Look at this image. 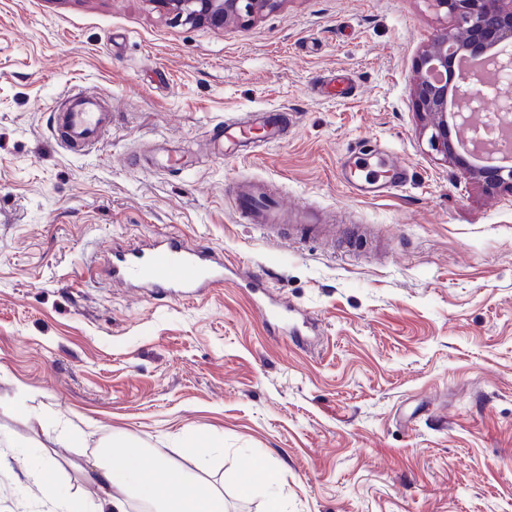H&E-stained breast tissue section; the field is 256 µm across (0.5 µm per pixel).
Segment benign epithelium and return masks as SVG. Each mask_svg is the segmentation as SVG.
I'll return each mask as SVG.
<instances>
[{"mask_svg":"<svg viewBox=\"0 0 512 512\" xmlns=\"http://www.w3.org/2000/svg\"><path fill=\"white\" fill-rule=\"evenodd\" d=\"M159 11L184 24L206 25L223 30L272 10L282 0H151ZM458 19V28L441 35L424 50L418 61V79L412 88L418 113L430 130L432 150L452 159L471 180L487 193L512 192V153H498L491 135L512 127V50L490 55L488 50L504 42L512 43V0H432ZM465 52L493 79L495 107L488 111L485 98L470 94L454 98L455 109L448 112V87L460 81L455 66L458 52ZM460 120L473 131L464 148L481 156L471 165L458 153L451 140L448 118Z\"/></svg>","mask_w":512,"mask_h":512,"instance_id":"benign-epithelium-1","label":"benign epithelium"}]
</instances>
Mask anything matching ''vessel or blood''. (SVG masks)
I'll return each instance as SVG.
<instances>
[{
    "label": "vessel or blood",
    "mask_w": 512,
    "mask_h": 512,
    "mask_svg": "<svg viewBox=\"0 0 512 512\" xmlns=\"http://www.w3.org/2000/svg\"><path fill=\"white\" fill-rule=\"evenodd\" d=\"M66 112L53 120L66 151L83 154L95 148L112 127V114L93 94L75 90L67 97ZM288 127L284 111L274 108L253 113L248 121L228 120L215 125V154L234 158L257 143L279 140ZM408 180L407 165L391 174L371 169L367 160L351 153L344 174L346 186L357 193L383 196ZM244 223L255 225L270 239L300 243L318 238L320 224H295L279 192L264 183H237L230 188ZM223 251L188 246L180 237H150L133 248L112 253L110 283L115 288L145 290L149 295L179 299L196 297L224 282Z\"/></svg>",
    "instance_id": "1"
}]
</instances>
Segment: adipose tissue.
Here are the masks:
<instances>
[{
    "label": "adipose tissue",
    "mask_w": 512,
    "mask_h": 512,
    "mask_svg": "<svg viewBox=\"0 0 512 512\" xmlns=\"http://www.w3.org/2000/svg\"><path fill=\"white\" fill-rule=\"evenodd\" d=\"M202 450L185 448L181 459L154 457L139 447H124L119 452L104 450L101 463L85 468L86 479L102 494L100 512H127L131 498L150 505L155 512H227L224 494L203 477L209 454L223 451L222 441L205 438ZM51 458L32 467L26 478L37 486L49 512H90L80 498L63 494L55 477ZM269 492L268 512H281L277 488L280 472L268 460L249 457L241 464L240 490L254 492L256 485Z\"/></svg>",
    "instance_id": "adipose-tissue-1"
}]
</instances>
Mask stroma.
<instances>
[{
  "instance_id": "35a3bbf8",
  "label": "stroma",
  "mask_w": 512,
  "mask_h": 512,
  "mask_svg": "<svg viewBox=\"0 0 512 512\" xmlns=\"http://www.w3.org/2000/svg\"><path fill=\"white\" fill-rule=\"evenodd\" d=\"M454 26L432 0H281L223 31L152 0H0V512L40 503L28 447L92 502L80 469L102 448L174 458L209 434L228 512L265 510L264 490H238L252 452L281 468L284 512H512V194L432 151L410 93ZM339 70L344 101L317 91ZM75 86L112 105L83 155L49 124ZM273 107L297 120L279 143L200 158L215 124ZM168 148L186 168L147 167ZM354 149L406 161L407 184L352 195ZM236 180L370 239H268L237 223ZM148 235L244 270L187 300L110 287L92 256ZM256 277L310 314L307 341L264 323ZM57 420L73 438L40 427Z\"/></svg>"
}]
</instances>
